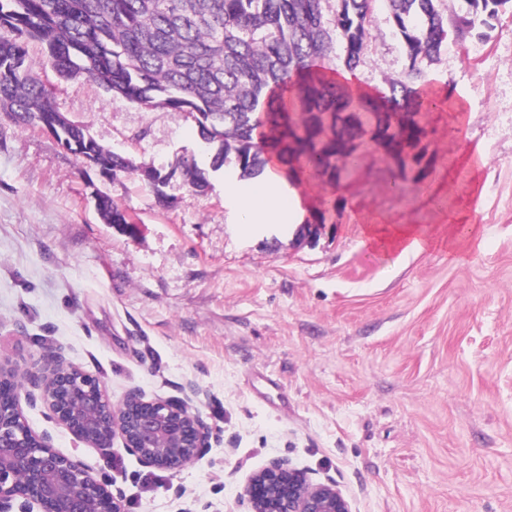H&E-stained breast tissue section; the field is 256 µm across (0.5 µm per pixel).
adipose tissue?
I'll return each instance as SVG.
<instances>
[{"label":"adipose tissue","mask_w":512,"mask_h":512,"mask_svg":"<svg viewBox=\"0 0 512 512\" xmlns=\"http://www.w3.org/2000/svg\"><path fill=\"white\" fill-rule=\"evenodd\" d=\"M225 192L238 199V221L251 227L263 224H301L309 209L297 188L292 187L277 165H268L262 179L248 189L228 183ZM364 242L373 250L405 255L424 249L426 232L413 225L371 224L364 231Z\"/></svg>","instance_id":"1"}]
</instances>
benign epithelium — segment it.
I'll return each mask as SVG.
<instances>
[{
  "label": "benign epithelium",
  "mask_w": 512,
  "mask_h": 512,
  "mask_svg": "<svg viewBox=\"0 0 512 512\" xmlns=\"http://www.w3.org/2000/svg\"><path fill=\"white\" fill-rule=\"evenodd\" d=\"M16 369L0 362V512H127L124 490L97 478L82 460L58 452L43 435L22 427ZM41 398L55 421L92 448L115 438L148 468L187 467L209 448L210 428L184 398L132 392L120 403L98 378L54 358L47 361ZM247 512H351L336 484L317 481L286 459L252 473L241 496Z\"/></svg>",
  "instance_id": "1"
}]
</instances>
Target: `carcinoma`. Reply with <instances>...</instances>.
<instances>
[{
    "mask_svg": "<svg viewBox=\"0 0 512 512\" xmlns=\"http://www.w3.org/2000/svg\"><path fill=\"white\" fill-rule=\"evenodd\" d=\"M510 1L467 0L469 35L483 38ZM323 2L0 0V28L16 34L0 39V112L37 125L58 116L28 60L26 42L37 40L64 77L93 79L142 109L200 114L198 135L210 145L206 166L194 158L172 166L196 190L208 188V170L230 160L241 178L262 175L274 160L293 185L321 176L334 186L361 150L382 146L398 160L392 189L403 192L434 162L419 88L448 39V21L439 0H388L406 65L369 95L337 81L329 56L338 42L346 69L360 64L372 0H340L332 34ZM56 136L75 154H98L114 178L138 172L73 122ZM96 208L106 224L128 223L108 195L97 196ZM342 208L343 200L325 197L314 223H335Z\"/></svg>",
    "mask_w": 512,
    "mask_h": 512,
    "instance_id": "obj_1",
    "label": "carcinoma"
}]
</instances>
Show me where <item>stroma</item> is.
Masks as SVG:
<instances>
[{"instance_id":"35a3bbf8","label":"stroma","mask_w":512,"mask_h":512,"mask_svg":"<svg viewBox=\"0 0 512 512\" xmlns=\"http://www.w3.org/2000/svg\"><path fill=\"white\" fill-rule=\"evenodd\" d=\"M27 48L56 110L137 171L207 156L193 114L65 79L39 41ZM404 64L373 0L355 84L383 88ZM426 72L433 170L404 195L375 155L338 190L309 179L310 204L330 192L346 204L313 244L293 224H238L233 165L203 192L174 176L162 209L137 171L103 176L0 112V359L18 368L31 429L122 487L128 512H245L250 474L278 457L334 479L353 512H512V0L485 40L448 39ZM99 192L136 233L99 218ZM452 217L481 230L460 263L440 247L397 258L361 244L368 224ZM49 353L115 403L198 385L208 451L169 471L118 439L105 453L78 443L41 398Z\"/></svg>"}]
</instances>
